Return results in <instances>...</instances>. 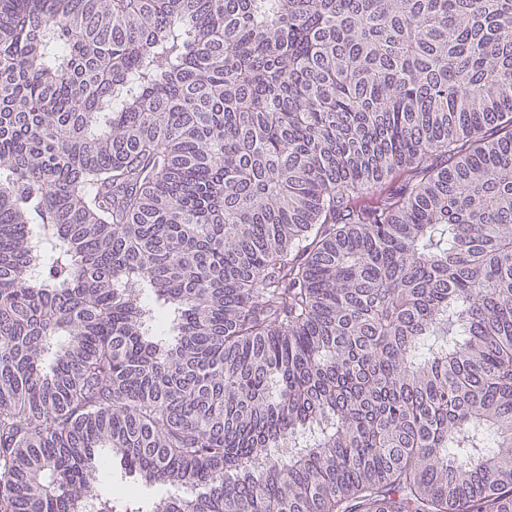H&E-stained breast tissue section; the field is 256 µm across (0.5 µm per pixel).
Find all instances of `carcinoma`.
Instances as JSON below:
<instances>
[{"instance_id":"carcinoma-1","label":"carcinoma","mask_w":512,"mask_h":512,"mask_svg":"<svg viewBox=\"0 0 512 512\" xmlns=\"http://www.w3.org/2000/svg\"><path fill=\"white\" fill-rule=\"evenodd\" d=\"M0 512H512V0H0Z\"/></svg>"}]
</instances>
